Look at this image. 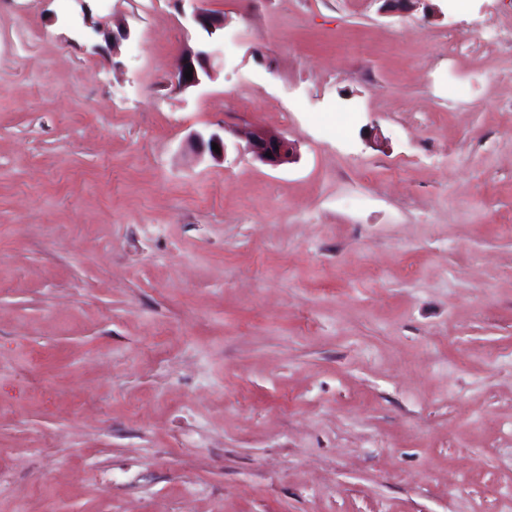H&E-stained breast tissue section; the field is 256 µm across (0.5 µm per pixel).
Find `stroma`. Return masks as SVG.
I'll return each mask as SVG.
<instances>
[{"mask_svg": "<svg viewBox=\"0 0 512 512\" xmlns=\"http://www.w3.org/2000/svg\"><path fill=\"white\" fill-rule=\"evenodd\" d=\"M431 4L0 0V512H512V0ZM191 21L194 25L201 27L209 37L218 36L224 29V19L204 8H197L191 14ZM216 53L201 47L197 50H187L178 59L175 68V75L178 86L182 89L195 87L201 83L202 76L210 77L214 71V61ZM188 67L193 68L192 80L184 77V72ZM245 137L248 151L262 163L280 166L296 156V146L280 135L251 130L245 132ZM266 152L272 153V157L266 156Z\"/></svg>", "mask_w": 512, "mask_h": 512, "instance_id": "obj_1", "label": "stroma"}]
</instances>
